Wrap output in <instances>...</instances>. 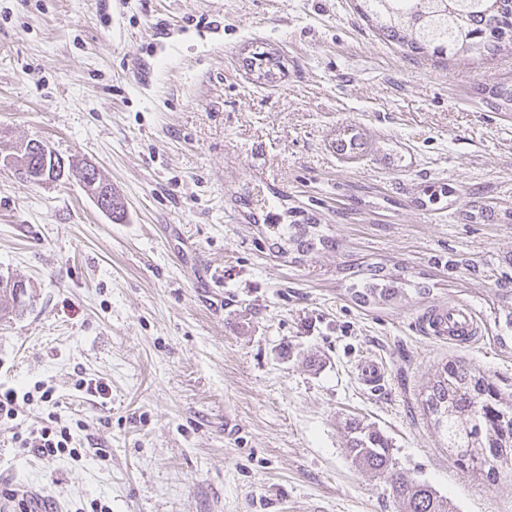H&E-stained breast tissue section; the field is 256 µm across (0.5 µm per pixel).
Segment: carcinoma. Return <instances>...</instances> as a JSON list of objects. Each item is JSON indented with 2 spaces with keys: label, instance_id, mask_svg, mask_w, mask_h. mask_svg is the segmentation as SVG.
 Listing matches in <instances>:
<instances>
[{
  "label": "carcinoma",
  "instance_id": "carcinoma-1",
  "mask_svg": "<svg viewBox=\"0 0 512 512\" xmlns=\"http://www.w3.org/2000/svg\"><path fill=\"white\" fill-rule=\"evenodd\" d=\"M359 0L357 10L379 34L413 55L445 60L465 56L475 48L477 58L487 59L503 49H512V0ZM249 71L257 79L274 82L282 66L264 46L248 57ZM495 108L512 107V78L489 91ZM44 160L30 168H19L20 178L45 181ZM310 224L288 225V241L297 251L315 248ZM363 278L348 288L351 297L363 305L399 303L406 297L397 278L381 265L361 269ZM23 284L0 279V313L9 312L17 302ZM434 425L440 429L448 456L495 480L499 470L512 466V400L504 399L489 377L470 364L454 360L445 363L429 387L425 399ZM346 449L352 463L385 479L392 499L401 512H453L448 498L430 484L405 475L393 461L388 441L378 431L360 423L344 426Z\"/></svg>",
  "mask_w": 512,
  "mask_h": 512
}]
</instances>
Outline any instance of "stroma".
<instances>
[{"label":"stroma","instance_id":"obj_1","mask_svg":"<svg viewBox=\"0 0 512 512\" xmlns=\"http://www.w3.org/2000/svg\"><path fill=\"white\" fill-rule=\"evenodd\" d=\"M356 0H0V152L31 140L94 164L120 193L116 224L77 175L33 184L0 163V278L27 293L0 317V387L54 388L0 422V506L55 512H398L348 459L345 420L372 424L399 468L456 512H512L497 481L442 446L423 399L448 361L512 397V112L487 60L410 57ZM264 42L286 74L258 82ZM360 138L342 161L331 141ZM413 149L411 167L372 156ZM316 224L326 245L278 252L266 213ZM405 277L366 308L359 266ZM469 304L459 347L415 327ZM382 358L365 389L358 362ZM109 384L108 398L76 390ZM82 421L81 459L22 451L49 413Z\"/></svg>","mask_w":512,"mask_h":512}]
</instances>
